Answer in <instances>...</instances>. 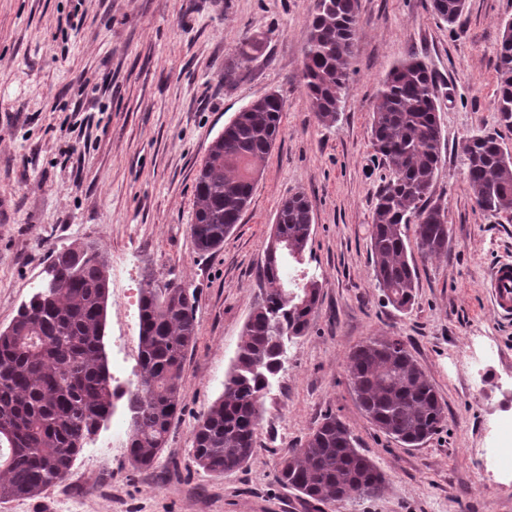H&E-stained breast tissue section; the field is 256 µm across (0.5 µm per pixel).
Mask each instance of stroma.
<instances>
[{
  "label": "stroma",
  "instance_id": "35a3bbf8",
  "mask_svg": "<svg viewBox=\"0 0 512 512\" xmlns=\"http://www.w3.org/2000/svg\"><path fill=\"white\" fill-rule=\"evenodd\" d=\"M427 0H359L354 73L337 122L321 124L300 81L316 0H0V329L44 284L54 253L90 241L133 280L196 296L198 338L160 460L134 467L127 451L90 468L112 432L104 424L68 478L0 512H512V479L482 455L488 426L512 419V319L486 290L492 266L512 261V214L474 205L459 143L512 128L496 121V50L512 0H466L455 24ZM263 48L225 76L240 43ZM419 58L437 75L442 161L431 202L442 209L447 256L417 258L413 305L395 309L376 286L368 229L391 174L371 143L372 104L389 70ZM284 101L281 134L251 203L219 250L198 252V170L243 107ZM314 214L302 271L325 283L303 337L260 403L256 450L241 468L204 472L189 453L199 417L224 393L244 326L266 288L259 276L282 203L295 193ZM125 307L110 290L105 351L121 343ZM374 336L403 340L445 404L443 428L417 447L378 430L353 395L347 363ZM484 343L500 355L485 378ZM336 414L385 477L372 498L313 501L277 480L324 414Z\"/></svg>",
  "mask_w": 512,
  "mask_h": 512
}]
</instances>
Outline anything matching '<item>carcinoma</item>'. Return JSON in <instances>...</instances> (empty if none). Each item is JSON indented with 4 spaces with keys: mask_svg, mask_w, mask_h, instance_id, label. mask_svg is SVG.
<instances>
[{
    "mask_svg": "<svg viewBox=\"0 0 512 512\" xmlns=\"http://www.w3.org/2000/svg\"><path fill=\"white\" fill-rule=\"evenodd\" d=\"M442 21L456 23L465 0H431ZM359 31L358 0H319L312 15L302 81L312 111L324 125L337 121L351 80ZM261 41L247 39L236 55L240 67ZM494 111L512 127V21L505 23L496 55ZM428 65L411 58L381 82L372 107V140L391 172L376 197L369 251L377 286L397 309L415 300L418 272L408 257L406 230L414 224L425 257L448 253V225L429 204L441 161L442 133ZM284 102L266 95L244 107L211 143L196 179L190 225L196 249L209 253L224 243L251 201L256 177L281 132ZM475 207L512 212V154L485 132L460 145ZM314 215L307 198L289 197L275 226L288 254L260 269L267 288L242 334L224 395L197 421L189 449L204 471L242 467L256 450L259 404L283 366L286 342L305 335L323 282L311 277L285 286L287 263H301ZM48 279L12 322L0 330V501L37 497L68 476L86 439L109 419L116 392L104 351L109 298L108 262L93 244L74 241L59 250ZM140 289L139 370L123 393L130 414L128 453L136 467H151L167 445L175 420L187 352L197 339L195 297L186 288ZM350 385L364 415L380 431L415 447L436 434L444 407L426 373L398 338H370L350 354ZM280 462L278 481L317 501H342L349 492L378 495L385 478L355 447L347 426L329 413Z\"/></svg>",
    "mask_w": 512,
    "mask_h": 512,
    "instance_id": "carcinoma-1",
    "label": "carcinoma"
}]
</instances>
